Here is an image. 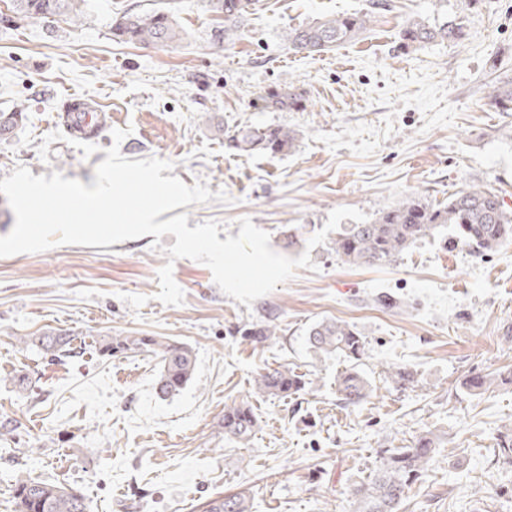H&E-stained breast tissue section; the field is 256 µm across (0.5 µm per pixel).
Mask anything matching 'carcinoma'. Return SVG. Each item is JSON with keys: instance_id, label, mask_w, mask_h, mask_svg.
I'll list each match as a JSON object with an SVG mask.
<instances>
[{"instance_id": "1", "label": "carcinoma", "mask_w": 512, "mask_h": 512, "mask_svg": "<svg viewBox=\"0 0 512 512\" xmlns=\"http://www.w3.org/2000/svg\"><path fill=\"white\" fill-rule=\"evenodd\" d=\"M211 11L224 16V25L214 30L218 43H232L239 33V19L247 13L251 0H208ZM86 0H11V14L1 15L0 22L12 23L16 18L65 16L72 21L83 17ZM391 8L388 0H372L370 10L361 14L323 17L306 26L292 28L286 40L296 51L323 53L352 41L365 33L381 10ZM112 35L126 43L169 46L184 39L185 31L169 14L151 10L126 12L112 25ZM468 38L463 21L445 17L433 24L410 19L400 31L401 47L418 51L440 41L462 43ZM487 98L501 112H512V80L504 78L490 86ZM307 99L298 88L278 86L262 97L261 109L303 111ZM23 119L19 109L0 112V139L9 138ZM297 133L284 126L246 125L225 134V145L239 154H281L292 151ZM453 227L455 234L448 246L463 247L475 255H483L512 240V211L505 208L498 195L469 186L448 198V203L432 206L415 195L381 211L370 224H349L337 234L336 256L350 265H389L418 239L442 233ZM45 353L57 356L70 352L66 336H31L24 339ZM307 343L316 356L336 354L357 363L366 354V337L353 326L337 320H323L307 331ZM99 351L105 355L151 352L160 360L156 389L168 397L181 391L192 379L196 353L185 344H171L155 336H106ZM496 382L487 373L468 376L463 385L470 391L483 392ZM305 375L287 367L265 369L255 378L258 392L268 395H291L305 389ZM343 404L357 405L370 397L372 385L358 370L351 369L336 380ZM258 419L252 408L244 404L224 407V435L239 442L256 432ZM379 466L373 476L353 485L350 495L354 512H398L412 485L423 475L435 458V442L421 434L407 448L380 450ZM15 512H89L86 498L78 490L63 484L19 477L14 484ZM206 512H251L249 499L243 494L211 500Z\"/></svg>"}]
</instances>
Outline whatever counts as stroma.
<instances>
[{
  "label": "stroma",
  "instance_id": "1",
  "mask_svg": "<svg viewBox=\"0 0 512 512\" xmlns=\"http://www.w3.org/2000/svg\"><path fill=\"white\" fill-rule=\"evenodd\" d=\"M369 2L252 0L229 45L211 37L222 20L208 0H89L77 22L0 25V111L25 113L0 139V179L22 165L92 185L113 130L126 128L129 160L171 161L186 185L229 196L185 206L189 226L215 220L235 237L248 217L276 252L307 251L316 265L248 307L205 265L169 261L149 235L0 257V425L8 429L0 512H15L20 476L79 489L90 512H203L207 500L237 493L251 512H348V492L372 474L378 450L410 446L427 431L437 456L400 512H512V464L497 455L512 424V384L477 394L463 387L468 375L512 369V242L475 257L431 236L379 266L343 263L330 239L307 246L338 207L373 218L412 194L438 205L475 185L512 209V112L486 97L489 84L512 77V0H391L352 42L289 50L291 27L364 12ZM151 9L174 15L185 39L113 40L116 17ZM447 14L466 17L464 43L400 50L408 19ZM494 59L501 70H491ZM288 82L305 92L306 109L261 110L259 96ZM70 91L106 110L96 137L63 126ZM209 116L226 128L285 126L298 141L285 155L231 153ZM168 263L185 293L179 306L155 298ZM381 293L400 307H379ZM325 319L368 340L359 369L374 391L359 405L343 406L336 393L345 362L313 359L308 349V329ZM260 322L276 327L263 343L244 334ZM47 333L71 337L79 354L53 360L22 342ZM116 335L191 346V381L158 396L153 355L100 357V340ZM278 366L305 374V390L257 393V372ZM390 366L414 370V383L395 387L384 377ZM21 372L31 381L23 392L13 384ZM242 401L259 423L244 444L224 434L225 405Z\"/></svg>",
  "mask_w": 512,
  "mask_h": 512
}]
</instances>
